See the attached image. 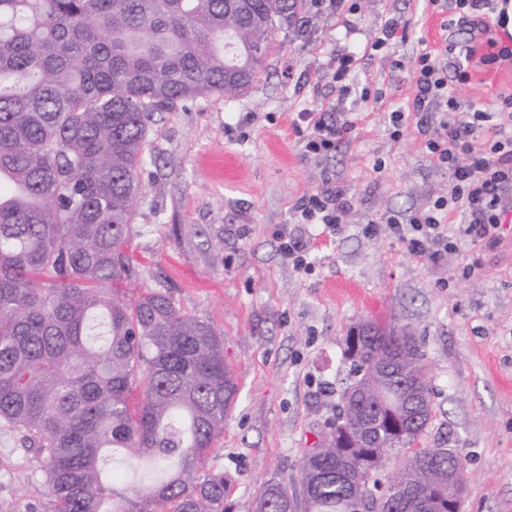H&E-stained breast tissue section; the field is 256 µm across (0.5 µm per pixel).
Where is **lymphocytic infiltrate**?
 Returning <instances> with one entry per match:
<instances>
[{"instance_id":"obj_1","label":"lymphocytic infiltrate","mask_w":512,"mask_h":512,"mask_svg":"<svg viewBox=\"0 0 512 512\" xmlns=\"http://www.w3.org/2000/svg\"><path fill=\"white\" fill-rule=\"evenodd\" d=\"M459 25L471 31L488 32L489 16L498 24L507 21V9L496 0H451ZM418 92L414 99L416 127L425 134V148L430 160L448 167L451 184L447 195L438 197L431 209L412 215L408 223L391 218L387 226L416 257L437 258L458 248L459 240H469L481 250L496 248L508 192L512 191V129L502 115L460 105L448 90L447 69L435 52L422 50L412 65ZM445 104L451 115L436 121L434 104ZM298 119L305 126L299 145L306 155L320 156L333 150L343 129L353 128L327 123L323 113L302 112ZM351 200L343 191L325 188L302 197L296 210L308 224H319L336 231L345 222ZM460 214L464 222L450 229L448 222Z\"/></svg>"}]
</instances>
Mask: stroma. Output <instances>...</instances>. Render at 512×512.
I'll use <instances>...</instances> for the list:
<instances>
[{
  "instance_id": "stroma-1",
  "label": "stroma",
  "mask_w": 512,
  "mask_h": 512,
  "mask_svg": "<svg viewBox=\"0 0 512 512\" xmlns=\"http://www.w3.org/2000/svg\"><path fill=\"white\" fill-rule=\"evenodd\" d=\"M451 17L448 0H302L247 93L188 100L157 117L127 292L167 290L224 339L239 393L209 465L234 484L227 512H247L271 478L301 496L302 453L334 415L349 370L344 339L371 319L406 327L425 354L433 412L419 443L465 458L462 512H512V196L493 250L418 258L384 226L429 208L451 182L416 127L390 135V112L413 109L422 45L474 46L469 80L448 76L460 102L497 110L512 95V64H482L485 35L449 27ZM390 19L405 24L406 41L374 49ZM342 53L355 61L339 84ZM305 110L355 127L335 151L304 155L295 121ZM325 187L352 199L335 234L298 223L294 210ZM372 220L381 229L369 236L362 227ZM284 227L312 239L308 268L281 256ZM473 261L479 274L464 277ZM44 469L20 434L0 431V512H45Z\"/></svg>"
}]
</instances>
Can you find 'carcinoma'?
<instances>
[{
  "label": "carcinoma",
  "instance_id": "cac0c4a2",
  "mask_svg": "<svg viewBox=\"0 0 512 512\" xmlns=\"http://www.w3.org/2000/svg\"><path fill=\"white\" fill-rule=\"evenodd\" d=\"M299 0H0V424L45 455L50 512H224V473L207 466L238 385L224 339L150 289L131 303L128 253L155 115L196 97L231 99L262 69ZM336 420L378 430L355 448L303 452L304 512H448L450 448H416L373 491L391 455L433 411L424 353L406 329L366 322ZM418 399L406 417V396ZM164 480L112 479L114 449ZM266 482L253 512H297Z\"/></svg>",
  "mask_w": 512,
  "mask_h": 512
}]
</instances>
